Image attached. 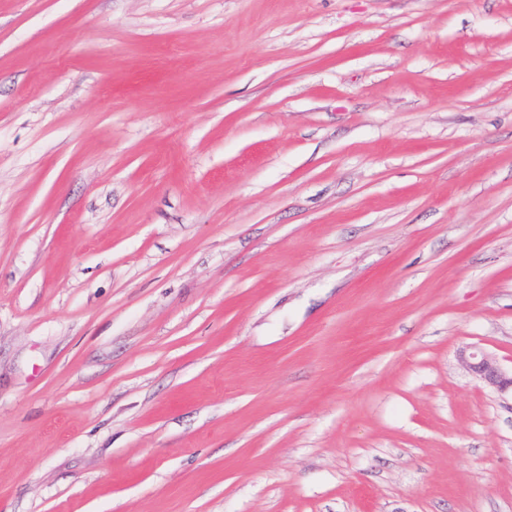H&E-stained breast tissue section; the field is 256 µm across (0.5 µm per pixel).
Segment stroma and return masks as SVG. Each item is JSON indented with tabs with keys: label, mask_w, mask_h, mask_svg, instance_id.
<instances>
[{
	"label": "stroma",
	"mask_w": 512,
	"mask_h": 512,
	"mask_svg": "<svg viewBox=\"0 0 512 512\" xmlns=\"http://www.w3.org/2000/svg\"><path fill=\"white\" fill-rule=\"evenodd\" d=\"M512 0H0V512H512ZM459 358L467 371L487 386L499 392L510 390L512 393V370L508 376L492 356L483 351L462 350Z\"/></svg>",
	"instance_id": "35a3bbf8"
}]
</instances>
